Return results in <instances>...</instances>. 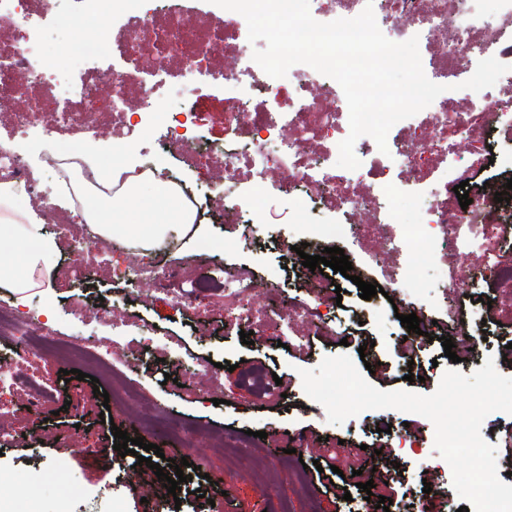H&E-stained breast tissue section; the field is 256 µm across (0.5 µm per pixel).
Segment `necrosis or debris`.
<instances>
[{
    "mask_svg": "<svg viewBox=\"0 0 512 512\" xmlns=\"http://www.w3.org/2000/svg\"><path fill=\"white\" fill-rule=\"evenodd\" d=\"M60 2L0 0V100L21 105L10 115V137L0 138V195L23 188L51 212L60 235L77 242L71 259L76 280L101 263L111 266L114 280L129 287L151 273L173 306L186 307L218 290L224 294L225 313L232 316L247 315L252 293L262 284L246 269L230 277L217 269L180 284L173 270H156L153 262L138 268L126 264L121 250L83 218L90 175L81 148L55 146L32 161L23 155V147L42 128L48 112L57 123L83 134L93 132L104 115L113 127L124 128L127 97L134 89L149 107L146 129L162 128L165 143L183 154L203 149L208 156L223 157L228 169L281 172L287 185L305 188L315 200L336 199L350 211L371 204L379 224L392 223L391 205L396 200L422 197L425 159L432 154L444 157L446 166L419 209L421 239L428 246L441 244L461 254L493 249L481 275L495 287L512 291V242L498 236L499 203L482 194L464 210L441 202L471 177L470 167L458 159L457 146L470 139L475 125L512 134V97L489 106L485 94L475 93L463 112L451 96L441 94L429 106L426 122L411 125L410 137L391 154L381 153L371 137H360L356 155L361 165L348 170L336 164L338 145L349 133L345 97H338L335 110L324 109L310 94L323 76L305 64L292 66L282 79L266 75L245 54L247 23L239 13L225 12L223 25L212 26L174 5L159 9L145 7L143 0H79L80 22L103 32L99 45L81 64L47 55L44 22L57 15ZM368 5L383 13L391 41L418 37L426 76L455 77L490 57L512 65V0H310V11L326 23L356 17ZM119 18L125 24L116 33L112 24ZM227 51L234 54L235 69L225 74L214 70L211 62ZM176 76L187 86L219 80L232 85L235 99L224 107L223 141L203 139L194 108L157 110L158 99L169 94L170 80ZM104 84L111 95L101 107L97 98ZM368 178L375 193L364 200L353 186ZM414 276V269L404 268L385 275L383 281L384 290L420 320L419 333L402 345L408 353L422 346L424 333L434 330L432 311L412 294ZM0 332L13 336L20 347L10 360L15 368L34 369L39 353L64 344L36 312L6 303L0 304Z\"/></svg>",
    "mask_w": 512,
    "mask_h": 512,
    "instance_id": "necrosis-or-debris-1",
    "label": "necrosis or debris"
}]
</instances>
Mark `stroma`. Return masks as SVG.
I'll return each mask as SVG.
<instances>
[{
    "mask_svg": "<svg viewBox=\"0 0 512 512\" xmlns=\"http://www.w3.org/2000/svg\"><path fill=\"white\" fill-rule=\"evenodd\" d=\"M196 103L206 137H224V94L219 86L185 89L168 103L177 110ZM129 133L100 124L89 139L74 136L81 149L103 156L114 144L129 142L134 152L175 169L190 181L211 182L214 191L207 204L211 213L224 209V162L220 159H187L168 149L161 131L142 129L130 122ZM245 191L253 195L252 217L256 223L250 239H242L241 227L217 220L209 225L207 245L186 241L170 249L165 262L178 276L192 280L220 267L232 273L251 268L263 275L264 287L255 289L249 320L227 324L224 295L208 293L193 308H174L149 279L136 287L113 284L111 267L95 266L90 282L79 283L70 273L72 246L57 235L41 206L0 209V222L40 224L56 250L41 267L37 288L27 302L51 310L49 329L67 336L73 345L105 351L112 342L129 348L131 370L127 381L162 410L192 430L183 445L165 448L166 459H187L195 469L181 485L179 497L167 495L154 471L137 463L136 456L120 455L113 448V428L144 443H158L164 426L143 428L138 409L130 405L104 408L102 392L111 391L112 378L100 376L98 384L60 379L61 370L92 368L75 358L45 356L39 365L36 389L45 393L42 405L29 406L27 395L12 382L0 384V512H26L27 497H34L37 512H271L288 501L290 512H360L364 507L362 483L373 482V495L391 498L390 512H456L463 504L452 489L451 472L436 474L424 457L436 456L433 424L425 417L394 409L366 410L333 425L323 406L304 392L301 370L316 368L328 356L341 354L359 359V344L370 345L373 372L369 382L380 390H411L432 394L447 369L471 375V363H452L441 341H432L418 360L408 361L392 338L406 332L392 304L383 295L364 300L357 285L340 274L324 270L312 278L300 277V256L275 243V235L289 241L301 238L308 224L369 223L370 215L350 216L329 204L310 211L293 207L281 187L279 173L259 178L241 171ZM397 221L383 225L380 233H359L340 239L346 256L366 262L374 279L398 265L416 266L419 296L436 317L446 310L466 306L481 311L491 303L493 315L484 324L490 341L512 342V293H501L481 280L482 253L449 254L436 263L426 248L405 244L404 237L417 222V205L398 202ZM470 281L465 300L443 298L436 283L443 274ZM320 303L332 334H325L305 318L291 315V299ZM250 331L252 344H243L241 331ZM344 333L349 346L336 344L335 332ZM304 336L301 347H279L280 336ZM234 371H227V364ZM278 375V397L259 394L243 383L245 372L255 364ZM415 382H408V375ZM110 422H101V411ZM390 425V436L377 433V424ZM213 433L247 430L263 432L260 452L233 459L225 450L211 447L197 436L198 426ZM486 442L497 449L499 474H506L512 458V414H489L481 429ZM332 464L340 473L332 482L319 481L316 467ZM223 477L221 489L211 478ZM432 492H425V485Z\"/></svg>",
    "mask_w": 512,
    "mask_h": 512,
    "instance_id": "obj_1",
    "label": "stroma"
}]
</instances>
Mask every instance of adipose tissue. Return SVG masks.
Wrapping results in <instances>:
<instances>
[{"label": "adipose tissue", "mask_w": 512, "mask_h": 512, "mask_svg": "<svg viewBox=\"0 0 512 512\" xmlns=\"http://www.w3.org/2000/svg\"><path fill=\"white\" fill-rule=\"evenodd\" d=\"M88 223L98 225L109 239H129L150 247L173 228L192 232L196 241H205L202 227L194 223L195 210L157 175L126 182L106 196L91 194L84 210ZM54 248L41 225H0V281L22 294L34 285V273L47 261Z\"/></svg>", "instance_id": "obj_1"}]
</instances>
